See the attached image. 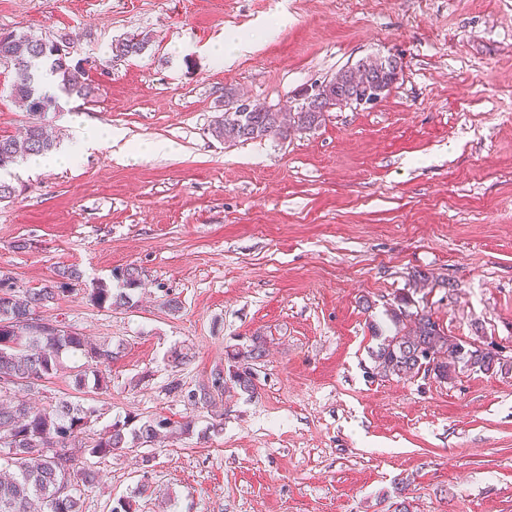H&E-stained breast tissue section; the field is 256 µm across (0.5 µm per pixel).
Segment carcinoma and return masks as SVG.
I'll return each mask as SVG.
<instances>
[{"instance_id":"1","label":"carcinoma","mask_w":512,"mask_h":512,"mask_svg":"<svg viewBox=\"0 0 512 512\" xmlns=\"http://www.w3.org/2000/svg\"><path fill=\"white\" fill-rule=\"evenodd\" d=\"M148 45L147 35L133 33L111 44V54L116 58L136 57L143 54ZM0 53L14 56L10 95L25 104L32 116L23 137H0L2 169L22 156L44 155L54 148L46 114L56 107V97L43 89V76H51L57 89L68 96L91 97L95 87L89 82L84 65L59 54L57 41L53 39L0 32ZM366 63L384 92H389L395 80L384 70V58L369 57ZM321 93L350 97L363 94L365 90L351 82L348 70L342 68L335 76L321 82ZM225 96L228 101L224 120L214 128L218 138L249 141L278 136L285 139L288 133L309 130L323 120L320 112H268L251 106L233 90L226 91ZM83 278L82 270L71 265L58 269L54 279L40 288L22 292L0 289V376L28 380L21 391L39 392L61 368V354L65 351L78 352L86 360L85 369L75 374L76 386H90L95 390L107 387L99 366L118 355L111 349L112 343L92 344L73 330L41 332L29 323L34 309L59 300L60 295ZM115 278L122 287L114 289L110 283L96 281L90 289V300L115 309L129 306L130 291L141 283L140 271L128 266L117 272ZM391 320L393 333L384 337L375 351L376 362L386 375L412 378L423 371L445 381L452 378L460 366L486 372L506 366L499 353L445 333L424 309L415 312L400 309L392 312ZM264 345L262 337H253L245 351L232 354V359L237 361L234 369L214 371L211 385L198 387L197 394L184 388L178 380L171 381L168 391L203 407L212 405L215 397L228 387L252 393L255 382L250 362L263 357ZM88 423L87 410L67 399H56L42 408H35L17 393L9 399L0 398V457L8 468L0 477V512H81L80 500L61 489L72 485L76 479L94 483L97 473L91 459L121 454L161 439L194 432L191 419L174 422L154 418L143 422L128 416L75 451L63 447L59 454L50 452V448L77 437Z\"/></svg>"}]
</instances>
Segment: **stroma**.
Wrapping results in <instances>:
<instances>
[{
  "instance_id": "35a3bbf8",
  "label": "stroma",
  "mask_w": 512,
  "mask_h": 512,
  "mask_svg": "<svg viewBox=\"0 0 512 512\" xmlns=\"http://www.w3.org/2000/svg\"><path fill=\"white\" fill-rule=\"evenodd\" d=\"M0 31L92 62L94 96H59L47 116L57 142L76 114L122 145L176 147H104L11 177L0 200V277L25 290L78 266L43 316L123 345L107 390H76L68 355L35 406L78 402L94 433L128 415L196 421L96 459L83 512L120 497L133 512H393L400 484L410 512H512V370L382 377L373 356L405 296L512 360V0H0ZM134 32L148 50L111 58ZM232 41L242 51L211 54ZM369 55L403 66L374 107L285 139L215 136L226 90L285 107ZM11 76L0 63V136L15 137L29 115ZM130 265L132 307L90 302L92 282ZM255 336L256 391L225 393L208 431L210 410L167 386L206 384Z\"/></svg>"
}]
</instances>
